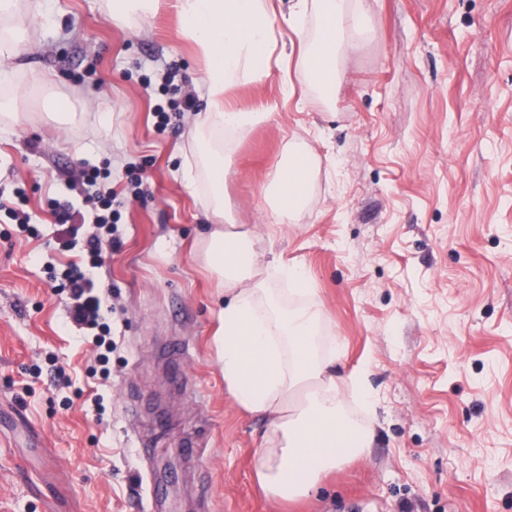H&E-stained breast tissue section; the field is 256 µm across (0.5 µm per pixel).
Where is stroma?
Instances as JSON below:
<instances>
[{"mask_svg": "<svg viewBox=\"0 0 512 512\" xmlns=\"http://www.w3.org/2000/svg\"><path fill=\"white\" fill-rule=\"evenodd\" d=\"M363 6L366 40L328 99L291 68L226 93L266 115L229 146L226 207L306 271L341 374L377 399L347 405L376 429L364 455L285 501L254 476L265 424L224 384V292L197 257L206 190L181 179L209 107L193 42L166 5L119 25L112 0H21L18 50L0 55L20 117L0 132V195L24 188L37 233L0 214V512H512V0ZM185 97L156 125L155 104ZM291 141L317 169L298 223L278 224L263 189ZM92 168L112 175L123 241L94 275L108 354L55 290L95 227L53 204L84 210Z\"/></svg>", "mask_w": 512, "mask_h": 512, "instance_id": "35a3bbf8", "label": "stroma"}]
</instances>
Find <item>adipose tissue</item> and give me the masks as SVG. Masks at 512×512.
<instances>
[{"label": "adipose tissue", "mask_w": 512, "mask_h": 512, "mask_svg": "<svg viewBox=\"0 0 512 512\" xmlns=\"http://www.w3.org/2000/svg\"><path fill=\"white\" fill-rule=\"evenodd\" d=\"M184 35L205 62L208 112L194 122L195 150L183 171L188 191L207 181L211 223L198 258L224 286L217 343L224 382L239 406L263 418L267 446L256 462L257 480L274 498L313 492L324 473L360 454L375 439L372 424L354 425L343 410L342 377L335 353L318 341L327 314L322 304L293 307L280 301L260 259L261 237L236 224L224 207V151L205 133H241L259 113L225 103L227 89L262 80L272 63L297 61L304 80L330 93L341 74L339 56L358 50L366 30L359 0H292L287 24L298 38L296 53L278 50L270 0H176ZM320 20L309 32L307 18ZM314 156L296 146L278 162L269 183L279 222L297 221L308 197Z\"/></svg>", "instance_id": "obj_1"}]
</instances>
